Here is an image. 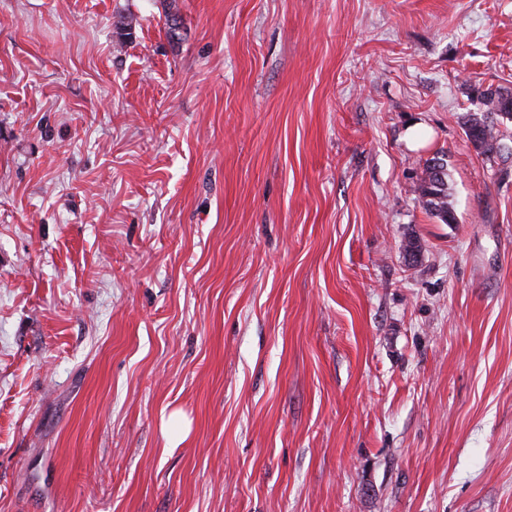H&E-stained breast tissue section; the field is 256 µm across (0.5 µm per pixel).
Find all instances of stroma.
<instances>
[{
  "instance_id": "stroma-1",
  "label": "stroma",
  "mask_w": 512,
  "mask_h": 512,
  "mask_svg": "<svg viewBox=\"0 0 512 512\" xmlns=\"http://www.w3.org/2000/svg\"><path fill=\"white\" fill-rule=\"evenodd\" d=\"M177 4L0 0V512H512V0ZM481 113H467L463 117L462 126L467 139L486 156L501 153L499 130L493 117L512 120V92L500 88L481 91L477 96ZM510 107V108H508ZM417 191L422 206L444 224H452L454 212L448 206V164L445 155L425 160L417 175Z\"/></svg>"
}]
</instances>
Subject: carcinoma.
Returning a JSON list of instances; mask_svg holds the SVG:
<instances>
[{
    "label": "carcinoma",
    "instance_id": "cac0c4a2",
    "mask_svg": "<svg viewBox=\"0 0 512 512\" xmlns=\"http://www.w3.org/2000/svg\"><path fill=\"white\" fill-rule=\"evenodd\" d=\"M168 34L178 35L181 17L175 0L168 2L165 11ZM478 112L463 117L462 126L467 139L486 156L501 153L499 130L493 117L512 120V92L501 89H486L477 96ZM417 191L422 206L444 224L455 220L454 212L448 206V164L445 156L437 155L425 160L417 175Z\"/></svg>",
    "mask_w": 512,
    "mask_h": 512
}]
</instances>
